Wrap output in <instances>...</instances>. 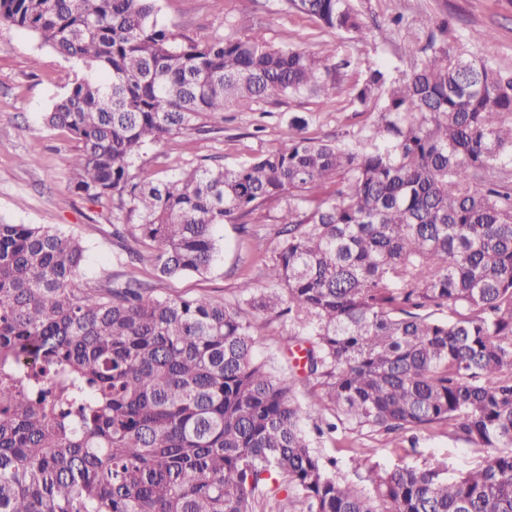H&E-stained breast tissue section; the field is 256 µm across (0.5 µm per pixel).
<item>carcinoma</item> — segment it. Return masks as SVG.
<instances>
[{
  "label": "carcinoma",
  "mask_w": 512,
  "mask_h": 512,
  "mask_svg": "<svg viewBox=\"0 0 512 512\" xmlns=\"http://www.w3.org/2000/svg\"><path fill=\"white\" fill-rule=\"evenodd\" d=\"M155 2L0 0V24L91 73L43 121L75 140L69 189L112 216L125 268L90 284L79 237L0 222V512H512V75L449 44L443 18L409 71L367 66L351 102L377 119L351 143L295 116L273 151L154 180L131 171L149 143L336 95L333 49L274 46L244 21L181 42ZM286 2L367 37L352 0ZM274 200L269 287L240 294L288 316L287 342L308 336L316 404L358 433L436 426L478 453L466 473L372 470L373 499L330 476L295 377L256 360L242 309L141 278L210 273L215 229Z\"/></svg>",
  "instance_id": "1"
}]
</instances>
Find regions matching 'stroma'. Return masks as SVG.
<instances>
[{
	"instance_id": "1",
	"label": "stroma",
	"mask_w": 512,
	"mask_h": 512,
	"mask_svg": "<svg viewBox=\"0 0 512 512\" xmlns=\"http://www.w3.org/2000/svg\"><path fill=\"white\" fill-rule=\"evenodd\" d=\"M367 39L331 32L309 16L288 10L285 0H157V18L182 39L195 41L229 38L239 34L240 20H249L251 35L281 46L317 52L332 46L336 59H351L352 67L335 73L336 96L326 100L304 95L267 105L265 112H226L221 131H193L147 145L134 169L165 180L188 164L220 162L230 166L251 156L274 150L290 133L294 116L306 117L308 133L323 140L345 142L372 114H357L350 103L353 86L373 61L406 71L415 45L424 43L434 20H448V40L466 45L476 56L489 60L502 73H512V0H354ZM401 17L392 25V17ZM488 31L492 40H478ZM82 69L73 60L41 46L29 32L0 25V222L50 225L78 235L87 247L82 269L85 281L94 283L119 274L112 240L103 233L106 222L98 205L70 193V157L76 143L70 135L47 128L43 114L65 94ZM35 163H28L29 154ZM281 203L263 211L259 224H226L216 231L218 259L206 276L187 275L159 279V297L209 295L232 300L243 278L255 290L267 286L265 267L252 247L262 238L266 251L279 242L277 218ZM288 319H255L256 355L275 373L291 374L296 367L281 343ZM314 381L298 378L293 387L301 408L300 424L312 433L314 452L329 462L330 475L371 492L369 471H390L399 466L427 468L446 465L449 473L471 469L475 453L465 444L430 430L407 434L382 430L358 435L344 428L316 435V427L332 422L331 414L314 403ZM369 467L357 468L356 454Z\"/></svg>"
}]
</instances>
